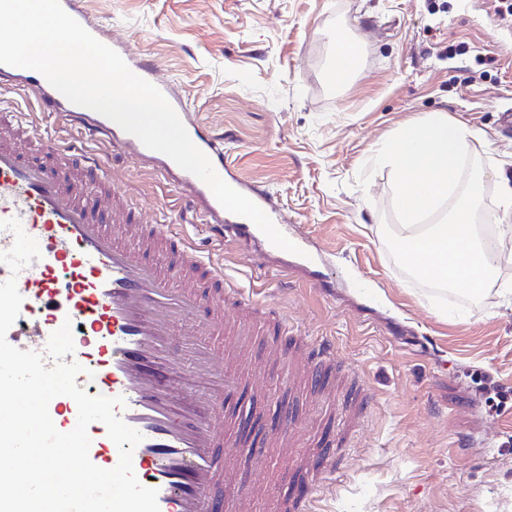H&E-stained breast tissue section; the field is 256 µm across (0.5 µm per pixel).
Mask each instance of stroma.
Here are the masks:
<instances>
[{
    "label": "stroma",
    "mask_w": 512,
    "mask_h": 512,
    "mask_svg": "<svg viewBox=\"0 0 512 512\" xmlns=\"http://www.w3.org/2000/svg\"><path fill=\"white\" fill-rule=\"evenodd\" d=\"M90 20L135 57L151 59L244 181L264 183L289 235L307 240L317 270L264 240L239 245L185 208L177 176L84 140L40 111L32 93L0 80L13 107L53 142L99 154L115 188L150 224L198 241L250 298L274 303L289 335L328 343L341 366L335 410L318 412L270 366L273 336L252 337L249 358L265 387L293 405L303 429L334 440L318 512H512V303L489 290L460 316L439 315L427 291L392 259L393 174L360 168L403 124L445 113L476 131L482 209L512 181V13L506 0H77ZM345 33L359 62L343 86L329 80L334 39ZM366 380L363 427L342 415L353 373Z\"/></svg>",
    "instance_id": "1"
}]
</instances>
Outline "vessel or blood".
Returning a JSON list of instances; mask_svg holds the SVG:
<instances>
[{"label": "vessel or blood", "instance_id": "obj_1", "mask_svg": "<svg viewBox=\"0 0 512 512\" xmlns=\"http://www.w3.org/2000/svg\"><path fill=\"white\" fill-rule=\"evenodd\" d=\"M131 71L155 85L175 109L186 105L152 61L126 57ZM17 73L23 89L32 91L42 111L50 112L111 151L146 157L150 151L120 126L98 116L79 122L81 106L71 103L45 77L30 69L0 64V74ZM185 128L192 142L210 159L228 185L246 195L269 217L277 212L272 195L260 182L242 183L231 176L224 148L200 125ZM182 186L191 201L204 202L217 234L256 233L255 224L226 214L206 184L184 173ZM18 219L36 239L41 256L19 273L0 263V282L16 278L23 298L8 342L23 351L46 356L50 335L70 322L75 350L66 362L84 371L77 385L89 395L123 396L116 414L142 440L133 452V469L146 487L156 489L160 512H255L264 486L244 488L238 479L237 447L251 444L257 468L271 466L270 447L288 449L292 474L302 485L296 495H277L274 512H315L313 493L320 479L319 441L307 436L292 413L283 426L252 441V418L226 432V403L242 386L241 354L201 344L204 336L231 333L248 340L278 326L276 309L247 298L224 273V264L202 256L193 240L166 224L145 223L130 202L120 201L102 159L42 138L19 113L0 108V220ZM175 258L179 274L169 281L163 263ZM275 357L288 359V385L305 389L314 407L334 400V350L302 336L284 337ZM49 414L59 431L72 430L77 406L66 396L54 398ZM91 461L114 468L119 450L103 423L90 424ZM223 497H216V489Z\"/></svg>", "mask_w": 512, "mask_h": 512}]
</instances>
